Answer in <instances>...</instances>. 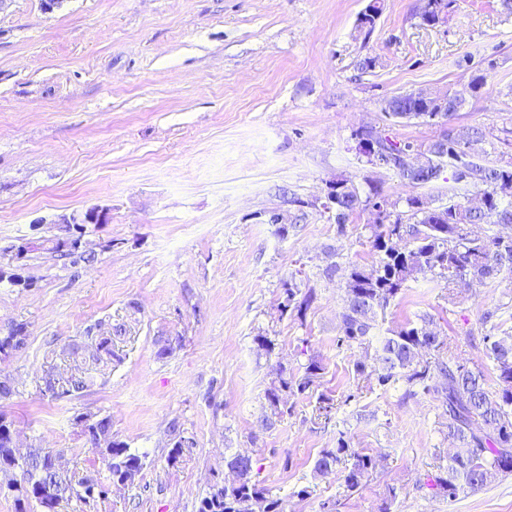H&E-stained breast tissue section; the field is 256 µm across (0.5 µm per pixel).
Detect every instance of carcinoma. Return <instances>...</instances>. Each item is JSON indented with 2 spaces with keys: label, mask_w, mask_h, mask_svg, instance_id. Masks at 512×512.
Masks as SVG:
<instances>
[{
  "label": "carcinoma",
  "mask_w": 512,
  "mask_h": 512,
  "mask_svg": "<svg viewBox=\"0 0 512 512\" xmlns=\"http://www.w3.org/2000/svg\"><path fill=\"white\" fill-rule=\"evenodd\" d=\"M371 14L358 20L359 32L368 36L375 27L382 11L381 0H371ZM456 0H427V10L422 20H444L451 4ZM394 105L395 116L400 120L419 119L426 124H437L435 119L439 105L424 99L421 92H409L389 98ZM428 149L442 154V162L449 167L463 161L462 143L451 134L444 141L434 140ZM416 152L411 142L388 139L373 150L358 154L365 163L383 167L399 180L412 187H425L437 179L431 169L411 171L404 167L403 156ZM480 178L465 185L480 190L484 204L474 209L460 202L448 201L446 205L432 206L422 213L416 204L423 200L418 194H408L396 200L372 183L364 190L353 180L336 178V205L330 213L338 232L364 212H369L364 229L367 242L376 255L374 265L366 267L359 262H348L345 267V299L342 313V336L338 344L362 345L377 328L378 315L402 293L407 283L420 276H431L451 286L468 276L493 280L502 274L512 275V164L495 166L480 161L473 162ZM385 214L376 221L374 210ZM487 225L484 232L476 234L473 228ZM403 240V248L393 251L392 240ZM283 295L279 303L280 314L302 316L313 300V292H301L295 277L283 281ZM421 323H408L394 330L380 342L376 350L377 366L372 372L379 385L385 387L399 380L409 385L420 384L427 392L437 395L448 411L451 423L449 434L461 445L451 459L444 476L429 479L435 493L448 498L457 496L460 489L481 488L491 471L512 473V343L483 337L488 358L494 364L498 389L488 384L485 371H473L463 365H450L443 361L435 365H422L417 361L419 350L436 349L438 339L427 333L431 323L428 315L420 317ZM25 328L15 326L0 336V355L25 345ZM321 361L311 358L303 373L290 374L282 366L276 369V379L266 392L270 414L264 415V425L272 424V417H282L293 411L288 405L292 397L308 398L314 391ZM64 398L82 391L86 380L75 374L58 378ZM88 435V441L98 450L102 463L110 477H124L132 483L144 468V456L134 452L125 443L112 439L111 421L104 417L94 422L87 416L77 419ZM14 438L11 423L0 414V460L14 454ZM53 451L31 446L27 448L25 461L20 466L22 478L13 489L15 512H27L26 505L34 501L43 505L50 498L63 505L76 499L87 502L106 496L104 484L89 478L75 479L70 472H59L52 466ZM353 463L344 474L348 488L358 487L374 467L373 459L351 450L340 439L338 446L324 449L315 461L319 474L336 469L344 456ZM226 466L242 469L246 480L238 485H214L200 500L198 512H282L279 499L253 478V462L247 457L234 454L224 459Z\"/></svg>",
  "instance_id": "obj_1"
}]
</instances>
